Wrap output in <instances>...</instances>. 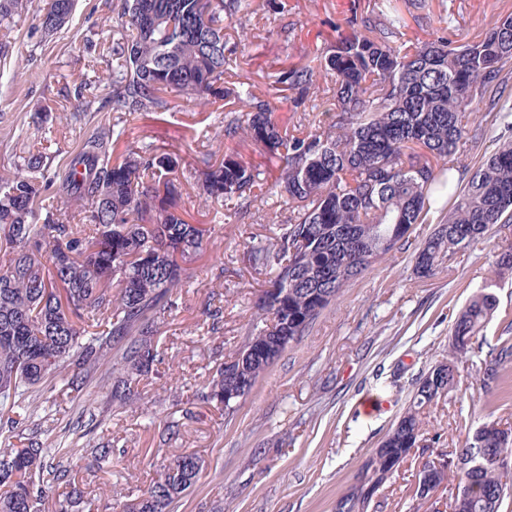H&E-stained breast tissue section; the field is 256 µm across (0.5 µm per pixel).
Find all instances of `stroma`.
Here are the masks:
<instances>
[{
	"instance_id": "obj_1",
	"label": "stroma",
	"mask_w": 512,
	"mask_h": 512,
	"mask_svg": "<svg viewBox=\"0 0 512 512\" xmlns=\"http://www.w3.org/2000/svg\"><path fill=\"white\" fill-rule=\"evenodd\" d=\"M46 0H30L11 27L0 62V175L29 144L58 170L82 139L110 124L123 126L127 146L155 142L181 158L176 174L179 208L187 220L205 225L211 237L191 265L192 277L161 324L154 341L162 359L125 405L112 402L111 368L98 370L80 391L51 377L33 393L27 432L50 448H74L66 461L68 479L82 495L69 512H114L140 496L176 456L195 455L199 478L172 512H336V503L354 482L365 459L409 407L421 376L448 357L451 315L483 289L497 310L484 337L494 346L512 321V272L496 273L495 256L512 242V230L490 232L459 253L450 266L421 278L411 251L398 250L354 280L297 343L291 344L233 416L207 401L208 383L256 324V302L271 278L246 259L250 246L271 241L288 213L284 198L263 194L248 213L237 200L201 194L195 170L224 136L221 101L207 110L177 100L168 112L128 114L77 112L80 84L100 82L119 65L104 55L106 42L123 30L113 0H78L70 25L44 33L37 15ZM352 0H252L245 22L252 44L228 82L248 81L256 96L274 107V118L289 132L310 133L305 113L322 115L332 98L307 102L296 111L287 93H274L267 76L283 64L303 60L318 36L344 23ZM427 19L401 28L399 41L436 38L448 21L468 42L512 12V0H429ZM476 144L467 146L460 168L475 170L500 143L512 140V97L482 116ZM485 353L459 361L457 386L424 410L427 431L440 439L413 455L375 498L377 512H449L450 493L416 494L415 474L423 459L454 452L475 428L496 421L512 426V363L500 379L485 385ZM373 395V412L359 407ZM111 442L108 468L98 469L88 448Z\"/></svg>"
}]
</instances>
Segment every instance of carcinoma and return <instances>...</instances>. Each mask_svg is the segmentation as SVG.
<instances>
[{"mask_svg": "<svg viewBox=\"0 0 512 512\" xmlns=\"http://www.w3.org/2000/svg\"><path fill=\"white\" fill-rule=\"evenodd\" d=\"M28 0H0V23L25 12ZM250 0H118L124 35L112 43L121 61L108 82L110 100L124 112H167L182 97L202 110L229 100L221 156L199 170L211 198L257 200L271 169L246 161L238 146L253 144L281 162L271 188L288 196V217L267 246L250 250L253 264L270 271V288L258 303L262 325L217 369L206 399L233 412L288 346L298 341L352 281L401 248L419 224L428 223L430 199L455 197L445 222L414 254V267L430 276L496 224H512V141L486 158L461 185L453 183L456 155L480 127L483 106L493 107L508 84L512 13L485 36L461 43L453 33L420 46L395 44L400 15L388 18L391 0L358 10L346 27L313 48L304 63L268 75L299 108L326 95L334 82V112L327 127L287 135L272 119L271 103L249 84L225 85L229 64L224 20L248 11ZM75 0H48L39 18L51 33L68 24ZM125 136L114 125L83 139L62 175H46L40 153L0 177V430L17 431L26 402L45 380L72 366L67 382L77 391L90 373L108 364L120 374L112 400L129 401L132 386L153 372L152 337L172 307V296L190 279L188 264L203 250L208 229L178 210L171 174L175 153L128 147L112 162V145ZM63 200L84 214L89 229L63 224L51 211L40 218L43 198ZM496 310L493 294H474L456 315L450 354L473 350ZM512 361V340L497 345L485 364L487 383ZM458 383L456 366L440 362L419 379L413 401L366 459L360 476L336 503V512H366L371 501L425 440L421 410ZM0 448V512H41L49 493L67 477L48 466L49 449L34 437ZM60 456L88 454L97 468L112 463V444L59 448ZM512 428L484 423L455 451L428 459L417 491L428 496L457 480L453 512H501L512 494ZM199 461L177 457L129 512H170L196 484Z\"/></svg>", "mask_w": 512, "mask_h": 512, "instance_id": "1", "label": "carcinoma"}]
</instances>
